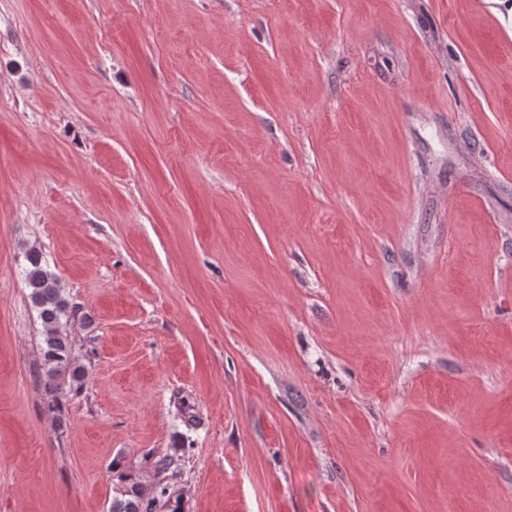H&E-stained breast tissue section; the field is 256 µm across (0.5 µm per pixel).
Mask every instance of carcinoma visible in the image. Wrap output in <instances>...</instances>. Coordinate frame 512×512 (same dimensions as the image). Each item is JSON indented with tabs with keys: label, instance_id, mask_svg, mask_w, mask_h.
Listing matches in <instances>:
<instances>
[{
	"label": "carcinoma",
	"instance_id": "obj_1",
	"mask_svg": "<svg viewBox=\"0 0 512 512\" xmlns=\"http://www.w3.org/2000/svg\"><path fill=\"white\" fill-rule=\"evenodd\" d=\"M26 261L25 279L30 289L29 298L44 328L41 360L46 388L51 392L56 391V381L64 373L68 374L70 387L79 388L84 370L71 358L68 339L60 330L61 320L69 312V302L62 294L57 278L47 269L41 253L29 251ZM163 505L170 512H181L180 501L173 498L168 486L159 484L149 493L141 482L130 478L115 491L109 512H158Z\"/></svg>",
	"mask_w": 512,
	"mask_h": 512
}]
</instances>
